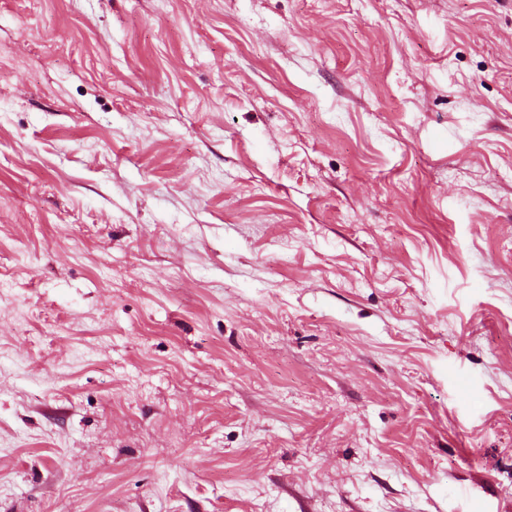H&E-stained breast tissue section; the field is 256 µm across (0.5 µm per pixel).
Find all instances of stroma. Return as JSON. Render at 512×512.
Returning <instances> with one entry per match:
<instances>
[{"instance_id":"1","label":"stroma","mask_w":512,"mask_h":512,"mask_svg":"<svg viewBox=\"0 0 512 512\" xmlns=\"http://www.w3.org/2000/svg\"><path fill=\"white\" fill-rule=\"evenodd\" d=\"M0 512H512V0H0Z\"/></svg>"}]
</instances>
